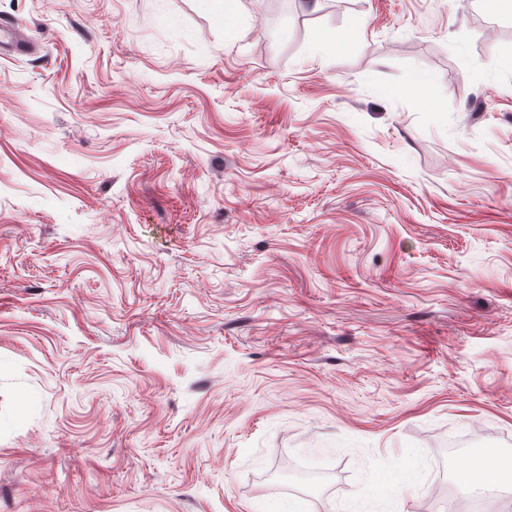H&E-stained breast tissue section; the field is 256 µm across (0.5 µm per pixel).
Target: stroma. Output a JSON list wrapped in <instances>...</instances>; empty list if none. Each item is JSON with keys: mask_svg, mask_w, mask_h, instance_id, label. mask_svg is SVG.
I'll return each mask as SVG.
<instances>
[{"mask_svg": "<svg viewBox=\"0 0 512 512\" xmlns=\"http://www.w3.org/2000/svg\"><path fill=\"white\" fill-rule=\"evenodd\" d=\"M1 19L0 512H512V14ZM0 44L1 49L5 44L17 55H26L35 47L33 39L18 25L3 22L0 24ZM490 463L487 453L478 452L473 456L470 466L477 465L481 473L476 478L462 477L459 480L460 486L465 491L496 493L498 491L512 490V464L511 459L506 467L499 470H490L488 467L485 472L482 470ZM468 468V469H469ZM467 469V471H468ZM466 471V472H467Z\"/></svg>", "mask_w": 512, "mask_h": 512, "instance_id": "35a3bbf8", "label": "stroma"}]
</instances>
